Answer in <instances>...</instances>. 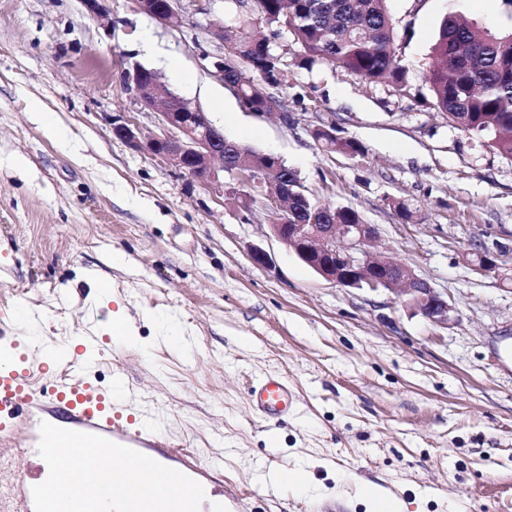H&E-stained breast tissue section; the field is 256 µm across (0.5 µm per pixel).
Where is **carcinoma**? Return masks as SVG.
Instances as JSON below:
<instances>
[{
  "label": "carcinoma",
  "instance_id": "1",
  "mask_svg": "<svg viewBox=\"0 0 512 512\" xmlns=\"http://www.w3.org/2000/svg\"><path fill=\"white\" fill-rule=\"evenodd\" d=\"M252 15L284 28L301 48L300 64L326 62L368 83L407 88L408 65L398 52V35L388 0H251ZM234 46L224 65V80L238 84L239 99L254 112L263 111L262 73L277 53L269 44H254L242 26L224 35ZM438 65L425 74L434 106L464 133L512 159V30L468 23L455 14L441 21L432 46ZM328 152L365 153L356 140H325ZM338 224H357L351 207L336 208L307 197L303 209L288 216L290 224H322L320 208Z\"/></svg>",
  "mask_w": 512,
  "mask_h": 512
}]
</instances>
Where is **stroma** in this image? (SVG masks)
<instances>
[{
    "label": "stroma",
    "mask_w": 512,
    "mask_h": 512,
    "mask_svg": "<svg viewBox=\"0 0 512 512\" xmlns=\"http://www.w3.org/2000/svg\"><path fill=\"white\" fill-rule=\"evenodd\" d=\"M106 3L108 33L81 0H0V332L28 335L9 317L27 302L55 347L98 337L87 377L111 388L122 364L124 405L181 445L158 449L163 463L215 465L209 482L234 510L367 512L359 489L372 482L407 512H512V286L466 260L477 246L512 257V160L450 123L425 80L444 16L511 28L512 0H389L410 67L403 94L326 64L302 68L281 34L288 83L270 91L279 111L263 115L215 73L225 44L213 24L235 23L224 0L204 12L177 0L169 23L131 0ZM136 63L225 137L282 157L307 194L377 225L373 251L447 295L448 327L396 294L326 281L270 236L262 201L238 213L115 138L116 117L159 130L121 78ZM329 125L364 154L325 152L312 131ZM253 246L270 265L251 260ZM101 282L111 297L98 298ZM119 305L137 334L115 345L107 325ZM170 327L184 346L161 342ZM269 376L287 380L293 401L278 421L251 397ZM298 463L308 494L273 485L250 497L258 470Z\"/></svg>",
    "instance_id": "stroma-1"
}]
</instances>
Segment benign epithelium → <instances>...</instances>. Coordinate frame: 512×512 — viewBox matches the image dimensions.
<instances>
[{"label":"benign epithelium","mask_w":512,"mask_h":512,"mask_svg":"<svg viewBox=\"0 0 512 512\" xmlns=\"http://www.w3.org/2000/svg\"><path fill=\"white\" fill-rule=\"evenodd\" d=\"M135 8L166 23L175 17L176 0H132ZM87 14L105 31L112 30V13L105 0H82ZM123 81L142 108L159 116L160 133L146 137L132 119L112 122L113 135L131 148L167 162L205 188L216 200L244 195L254 201L257 192L271 209L292 195L300 197L301 184L296 175H285L273 194L265 191L269 175L285 170L283 159L270 153L259 154L251 166L224 160V132L215 127L200 109L165 90L157 71L141 64L123 71ZM220 166H215V163ZM231 180L224 181V174ZM270 235L293 252L323 279L344 288L372 293L394 292L405 308L431 324L448 327L451 308L448 300L407 265L386 253L372 254L370 245L380 238L374 224H286L269 225ZM473 270L493 274L501 282L512 284V267L486 249H476L470 260Z\"/></svg>","instance_id":"1"}]
</instances>
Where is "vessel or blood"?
Returning a JSON list of instances; mask_svg holds the SVG:
<instances>
[{"instance_id": "1", "label": "vessel or blood", "mask_w": 512, "mask_h": 512, "mask_svg": "<svg viewBox=\"0 0 512 512\" xmlns=\"http://www.w3.org/2000/svg\"><path fill=\"white\" fill-rule=\"evenodd\" d=\"M97 342L83 338L73 353L64 356L60 379L48 393L33 387V372L27 359H15V343L0 347L7 360L0 364V441L18 440L20 444H38L39 430L34 421L36 412L63 411L75 431L102 436L129 448H164L152 423L135 418L133 426L121 424L122 405L118 394L102 390L86 380L84 370L91 364V353ZM257 407L268 416L285 414L288 410V383L267 378L251 390Z\"/></svg>"}]
</instances>
